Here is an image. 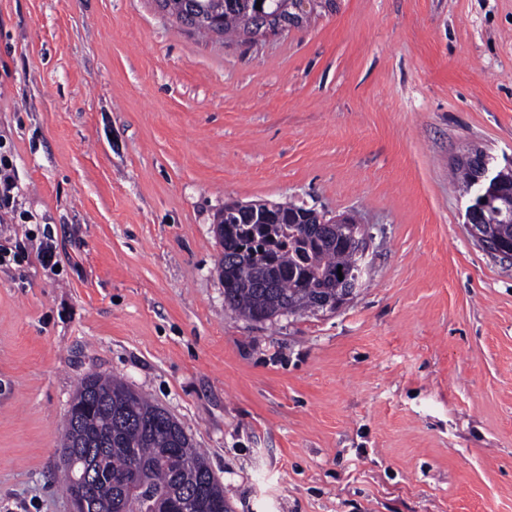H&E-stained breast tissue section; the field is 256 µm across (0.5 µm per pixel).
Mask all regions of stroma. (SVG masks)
<instances>
[{
    "label": "stroma",
    "instance_id": "stroma-1",
    "mask_svg": "<svg viewBox=\"0 0 512 512\" xmlns=\"http://www.w3.org/2000/svg\"><path fill=\"white\" fill-rule=\"evenodd\" d=\"M512 160V0H333L255 44L156 0H0V512H72L86 376L179 421L232 512H512V266L450 176ZM354 215L333 312L224 306L225 203ZM59 268H43L44 235ZM9 159L0 153V210L13 205L14 190L17 188L12 176L8 173Z\"/></svg>",
    "mask_w": 512,
    "mask_h": 512
}]
</instances>
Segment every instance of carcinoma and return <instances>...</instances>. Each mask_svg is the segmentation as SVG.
<instances>
[{"label":"carcinoma","mask_w":512,"mask_h":512,"mask_svg":"<svg viewBox=\"0 0 512 512\" xmlns=\"http://www.w3.org/2000/svg\"><path fill=\"white\" fill-rule=\"evenodd\" d=\"M168 13L197 18L195 30L241 36L256 24L255 0H165ZM279 224L242 226L229 206L218 213L224 224L219 241V277L224 305L252 321L261 313L284 316L313 310L325 297L346 294L358 271L356 248L347 244L353 229L341 224L306 228L304 207L278 204ZM165 411L121 379L91 374L75 395L64 426L61 451L84 460L91 470L85 493L96 512H142L149 504L185 501L193 482H208L216 512H231L224 489L183 426L162 423Z\"/></svg>","instance_id":"obj_1"}]
</instances>
